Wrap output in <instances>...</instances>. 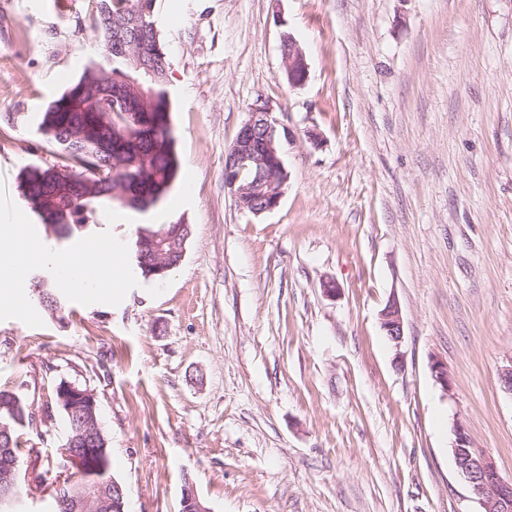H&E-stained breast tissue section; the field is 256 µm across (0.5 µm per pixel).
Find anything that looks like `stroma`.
<instances>
[{
  "mask_svg": "<svg viewBox=\"0 0 512 512\" xmlns=\"http://www.w3.org/2000/svg\"><path fill=\"white\" fill-rule=\"evenodd\" d=\"M94 7L0 0V214L127 269L108 297L0 308V390L47 416L21 450L56 456L72 382L97 395L127 512H181L188 483L210 512H482L452 448L463 423L512 478V0H157L179 177L60 240L19 177L58 161L36 116L102 61ZM259 99L291 143L279 205L254 215L224 153ZM180 219L183 261L144 278L138 231ZM282 62L291 87L305 84L308 78V64L302 49L290 34H288V53H283ZM381 324L386 336L394 345H400L403 339V320L396 301H389L381 312Z\"/></svg>",
  "mask_w": 512,
  "mask_h": 512,
  "instance_id": "1",
  "label": "stroma"
}]
</instances>
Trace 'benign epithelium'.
<instances>
[{
	"mask_svg": "<svg viewBox=\"0 0 512 512\" xmlns=\"http://www.w3.org/2000/svg\"><path fill=\"white\" fill-rule=\"evenodd\" d=\"M282 62L288 75V84L298 87L307 81L308 64L299 44L293 37H288V51L283 53ZM279 120L273 115L270 106L257 103L249 112V118L241 125L236 135V149L224 168V188L236 197L243 210H251L259 215L275 209L283 195V187L288 182V172L283 162L282 142L279 134ZM265 131L260 149L253 148V135L256 130ZM90 130L96 139L97 148L102 155H112V121L106 112L94 113ZM257 169L260 176L251 183L244 174ZM260 195L264 200L262 209H250L249 198ZM141 261L151 268L149 276H166L173 269L163 265L154 253L140 248ZM382 327L386 336L400 346L403 339V320L396 301L387 303L381 312ZM60 400L66 403L70 416L77 417L85 410L96 408V395L87 389L80 390L74 384H66L61 390ZM454 454L459 474L468 483L471 491L478 497L483 512H512V479L504 478L492 458L484 451L473 446L468 429L458 424L454 429ZM95 437L86 434L75 442L68 441V450L64 460H91L98 453L94 447ZM17 467L12 446L0 444V502L3 503L14 494L11 476ZM123 491L121 486L112 483V500H107L101 486L89 479H74L69 484L64 502L67 512H106L105 507H122ZM182 512H208L196 497L193 485L187 484L183 497Z\"/></svg>",
	"mask_w": 512,
	"mask_h": 512,
	"instance_id": "obj_1",
	"label": "benign epithelium"
}]
</instances>
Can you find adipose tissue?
<instances>
[{"mask_svg": "<svg viewBox=\"0 0 512 512\" xmlns=\"http://www.w3.org/2000/svg\"><path fill=\"white\" fill-rule=\"evenodd\" d=\"M39 257L41 263L55 269L61 284L97 296L110 293L113 283L126 275L123 267L112 264L108 259L89 256L84 263L77 264L72 261L70 254L57 253L47 248L41 250Z\"/></svg>", "mask_w": 512, "mask_h": 512, "instance_id": "ef3b65f1", "label": "adipose tissue"}]
</instances>
